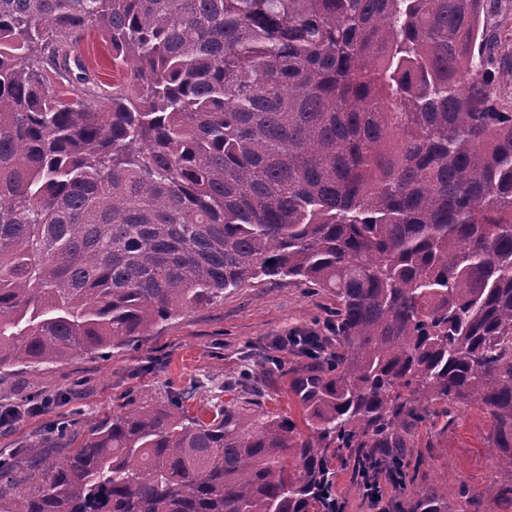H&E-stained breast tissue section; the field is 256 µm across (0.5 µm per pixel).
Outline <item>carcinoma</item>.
Returning a JSON list of instances; mask_svg holds the SVG:
<instances>
[{"label":"carcinoma","instance_id":"cac0c4a2","mask_svg":"<svg viewBox=\"0 0 512 512\" xmlns=\"http://www.w3.org/2000/svg\"><path fill=\"white\" fill-rule=\"evenodd\" d=\"M499 0H0V371L130 345L253 280L336 298L272 412L193 391L26 444L0 512H336L477 404L512 493V105ZM103 36L106 84L68 47ZM108 102L103 110L100 101ZM394 512H448L428 489ZM335 485L336 497L344 504V512H370L363 495L374 509L373 511L386 510L384 488L379 471L364 480L362 492L360 478L357 480L353 477L351 469H342L336 461Z\"/></svg>","mask_w":512,"mask_h":512}]
</instances>
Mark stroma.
<instances>
[{
  "label": "stroma",
  "instance_id": "obj_1",
  "mask_svg": "<svg viewBox=\"0 0 512 512\" xmlns=\"http://www.w3.org/2000/svg\"><path fill=\"white\" fill-rule=\"evenodd\" d=\"M335 309V297L324 289L257 281L177 315L133 345L0 373V405L17 411L0 426V458L11 457L17 478H24L21 449L29 440L64 434L56 454L65 457L95 423L146 396L166 401L192 382L200 385L193 408L207 411L243 397L301 423L304 410L292 384L313 364L298 349L277 350L275 342L311 331L323 338L326 353H334L336 339L327 323ZM489 427V416L474 406L459 411L446 426L429 419L416 425L403 484L385 481L387 499L430 487L454 505L471 498L483 512H512V494L494 498L485 493L502 465L496 449L485 442Z\"/></svg>",
  "mask_w": 512,
  "mask_h": 512
}]
</instances>
